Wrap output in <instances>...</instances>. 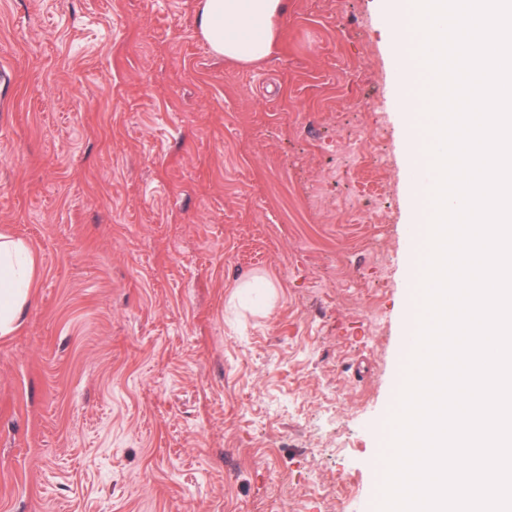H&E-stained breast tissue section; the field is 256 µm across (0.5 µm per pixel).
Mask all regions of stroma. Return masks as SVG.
Returning a JSON list of instances; mask_svg holds the SVG:
<instances>
[{"mask_svg": "<svg viewBox=\"0 0 512 512\" xmlns=\"http://www.w3.org/2000/svg\"><path fill=\"white\" fill-rule=\"evenodd\" d=\"M0 0V512H375L416 221L397 0ZM263 277L269 297L241 303ZM287 9V0H201L199 32L217 56L261 61L275 51L277 24ZM32 265L27 248L0 240V334L8 333L29 301Z\"/></svg>", "mask_w": 512, "mask_h": 512, "instance_id": "35a3bbf8", "label": "stroma"}]
</instances>
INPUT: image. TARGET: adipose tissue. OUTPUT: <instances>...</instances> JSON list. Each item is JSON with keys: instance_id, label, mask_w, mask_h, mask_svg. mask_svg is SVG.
I'll use <instances>...</instances> for the list:
<instances>
[{"instance_id": "1", "label": "adipose tissue", "mask_w": 512, "mask_h": 512, "mask_svg": "<svg viewBox=\"0 0 512 512\" xmlns=\"http://www.w3.org/2000/svg\"><path fill=\"white\" fill-rule=\"evenodd\" d=\"M287 0H201L198 27L215 55L253 63L276 49ZM32 265L22 244L0 240V334L8 333L29 301Z\"/></svg>"}]
</instances>
